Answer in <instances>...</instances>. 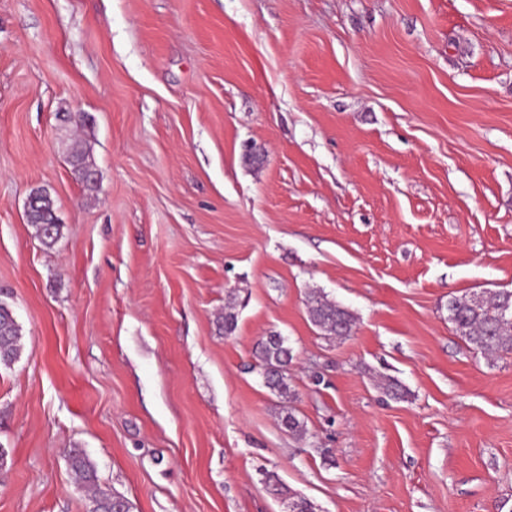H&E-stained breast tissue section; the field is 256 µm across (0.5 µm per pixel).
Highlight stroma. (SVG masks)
<instances>
[{
    "label": "stroma",
    "mask_w": 512,
    "mask_h": 512,
    "mask_svg": "<svg viewBox=\"0 0 512 512\" xmlns=\"http://www.w3.org/2000/svg\"><path fill=\"white\" fill-rule=\"evenodd\" d=\"M503 289L512 0H0V512H89L74 447L132 512H283L269 473L318 512H512V353L448 321ZM33 212L26 213L28 223L35 229V235L48 247L53 245L60 236L61 224L54 207V201L46 192L36 194ZM310 322L327 338H343L352 333L354 315L321 292H313L307 302ZM21 349V328L9 306L0 302V365H12ZM254 357V368L259 369L266 387L279 397L288 399V364L291 352L287 340L277 332L269 333L257 343Z\"/></svg>",
    "instance_id": "stroma-1"
}]
</instances>
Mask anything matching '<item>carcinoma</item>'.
I'll use <instances>...</instances> for the list:
<instances>
[{
  "label": "carcinoma",
  "mask_w": 512,
  "mask_h": 512,
  "mask_svg": "<svg viewBox=\"0 0 512 512\" xmlns=\"http://www.w3.org/2000/svg\"><path fill=\"white\" fill-rule=\"evenodd\" d=\"M33 212L27 215L35 235L46 246L60 236L54 201L46 192L36 194ZM310 322L327 338H343L352 333L354 315L320 292H313L307 302ZM448 320L465 341L484 354L512 352V291L488 292L481 304L471 298H453L448 302ZM238 326L235 303L224 307V335L231 336ZM21 328L8 305L0 302V365L6 367L21 354ZM255 367L265 380L266 387L286 399L290 394L288 364L291 352L287 340L277 332L263 337L255 348ZM70 467L76 482L91 498L90 512H131L127 499L116 493L103 491L98 486L96 466L87 453L72 448L68 453Z\"/></svg>",
  "instance_id": "cac0c4a2"
}]
</instances>
